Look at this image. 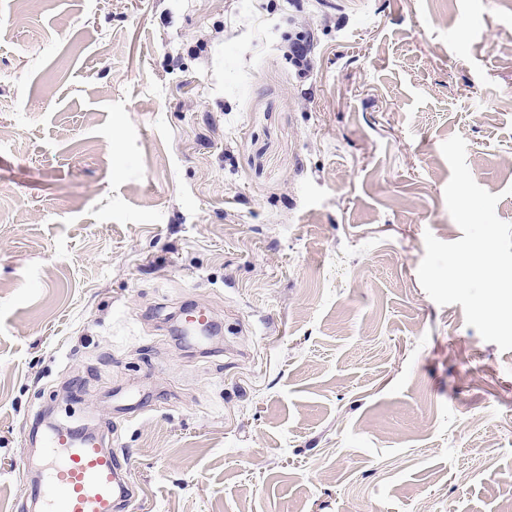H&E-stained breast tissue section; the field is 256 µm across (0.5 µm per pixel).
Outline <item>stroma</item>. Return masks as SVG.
<instances>
[{
    "label": "stroma",
    "mask_w": 512,
    "mask_h": 512,
    "mask_svg": "<svg viewBox=\"0 0 512 512\" xmlns=\"http://www.w3.org/2000/svg\"><path fill=\"white\" fill-rule=\"evenodd\" d=\"M457 134L512 223V0H0V512L46 418L132 512H512V350L417 275Z\"/></svg>",
    "instance_id": "35a3bbf8"
}]
</instances>
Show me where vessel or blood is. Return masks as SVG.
<instances>
[{"label": "vessel or blood", "mask_w": 512, "mask_h": 512, "mask_svg": "<svg viewBox=\"0 0 512 512\" xmlns=\"http://www.w3.org/2000/svg\"><path fill=\"white\" fill-rule=\"evenodd\" d=\"M128 466L96 438L79 440L58 428L45 450V476L28 496L39 512H124L137 494L123 476Z\"/></svg>", "instance_id": "1"}]
</instances>
